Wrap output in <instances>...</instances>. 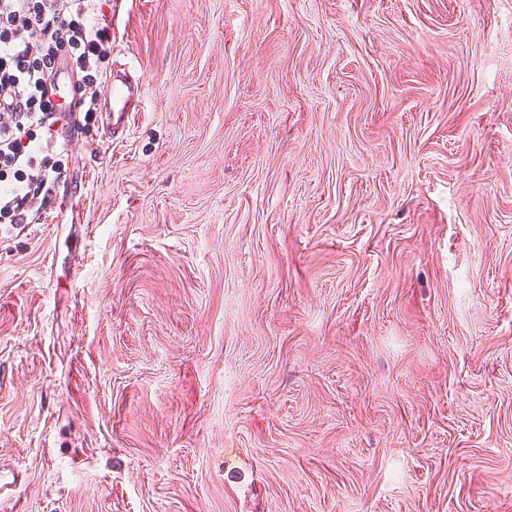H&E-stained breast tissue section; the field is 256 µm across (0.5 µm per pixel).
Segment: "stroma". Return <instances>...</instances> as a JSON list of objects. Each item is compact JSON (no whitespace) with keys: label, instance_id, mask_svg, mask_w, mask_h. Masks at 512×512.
<instances>
[{"label":"stroma","instance_id":"obj_1","mask_svg":"<svg viewBox=\"0 0 512 512\" xmlns=\"http://www.w3.org/2000/svg\"><path fill=\"white\" fill-rule=\"evenodd\" d=\"M143 76L0 232V512H512V0H125Z\"/></svg>","mask_w":512,"mask_h":512}]
</instances>
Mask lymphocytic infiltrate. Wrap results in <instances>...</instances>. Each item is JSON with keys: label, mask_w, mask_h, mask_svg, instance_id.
Masks as SVG:
<instances>
[{"label": "lymphocytic infiltrate", "mask_w": 512, "mask_h": 512, "mask_svg": "<svg viewBox=\"0 0 512 512\" xmlns=\"http://www.w3.org/2000/svg\"><path fill=\"white\" fill-rule=\"evenodd\" d=\"M101 0H0V224L27 223L66 175L54 158L57 114L46 84L55 60H68L73 95L95 121L98 87L112 59Z\"/></svg>", "instance_id": "1"}]
</instances>
